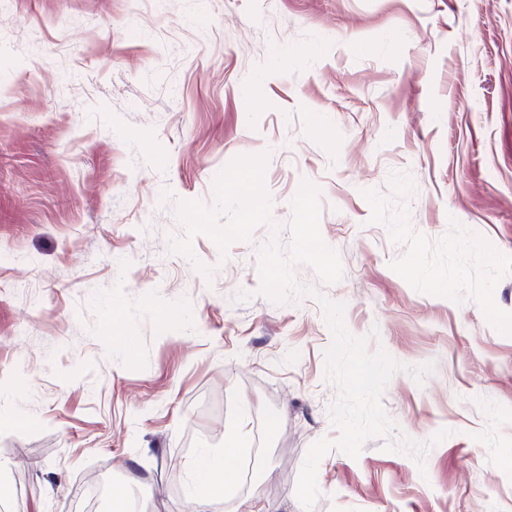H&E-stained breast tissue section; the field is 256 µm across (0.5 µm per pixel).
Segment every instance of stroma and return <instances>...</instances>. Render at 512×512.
<instances>
[{
	"label": "stroma",
	"instance_id": "1",
	"mask_svg": "<svg viewBox=\"0 0 512 512\" xmlns=\"http://www.w3.org/2000/svg\"><path fill=\"white\" fill-rule=\"evenodd\" d=\"M261 154L279 231L170 252L179 203ZM305 182L343 276L296 277L403 363L382 404L427 447L330 452L313 512H512V0H0V512H84L94 478L194 512L245 405L258 475L220 512H302L332 334L257 251Z\"/></svg>",
	"mask_w": 512,
	"mask_h": 512
}]
</instances>
